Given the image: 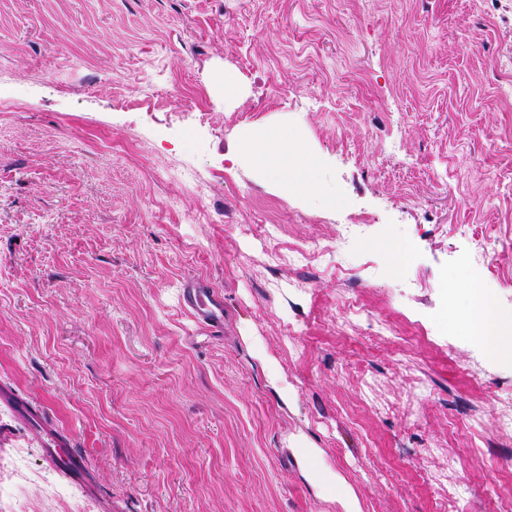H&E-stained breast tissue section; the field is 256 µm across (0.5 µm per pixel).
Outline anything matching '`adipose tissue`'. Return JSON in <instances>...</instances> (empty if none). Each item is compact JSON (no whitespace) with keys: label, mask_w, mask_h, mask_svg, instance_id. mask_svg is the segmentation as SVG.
<instances>
[{"label":"adipose tissue","mask_w":512,"mask_h":512,"mask_svg":"<svg viewBox=\"0 0 512 512\" xmlns=\"http://www.w3.org/2000/svg\"><path fill=\"white\" fill-rule=\"evenodd\" d=\"M245 154L250 156L265 182L278 186L291 183L305 191L321 188L313 159L300 139L258 131L238 141L229 151L234 160ZM298 444L305 476L322 493L337 497L343 512H363L360 499L344 479L338 473L317 466L318 448L303 437Z\"/></svg>","instance_id":"obj_1"}]
</instances>
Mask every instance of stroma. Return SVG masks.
<instances>
[{"label": "stroma", "instance_id": "1", "mask_svg": "<svg viewBox=\"0 0 512 512\" xmlns=\"http://www.w3.org/2000/svg\"><path fill=\"white\" fill-rule=\"evenodd\" d=\"M252 125L323 195L227 159ZM471 287L512 324V0H0V386L86 470L0 404V512H342L301 434L364 512H499ZM180 304L201 330L211 336L220 333L224 325V300L202 277L183 284ZM0 402L7 404L20 417L28 419L31 423L34 422L35 425L33 426L38 435L49 439L48 446L50 448H47V452L52 463L64 471L73 481L79 484L85 483L82 458L62 449L67 448V443L62 435L48 427L28 402L15 398L11 391L3 386L0 387ZM301 452V464L305 476L319 487L322 493L338 497L343 512H363L360 499L355 492L346 485L345 480L338 473L320 468L316 465L319 449L311 445L304 437L298 440Z\"/></svg>", "mask_w": 512, "mask_h": 512}]
</instances>
